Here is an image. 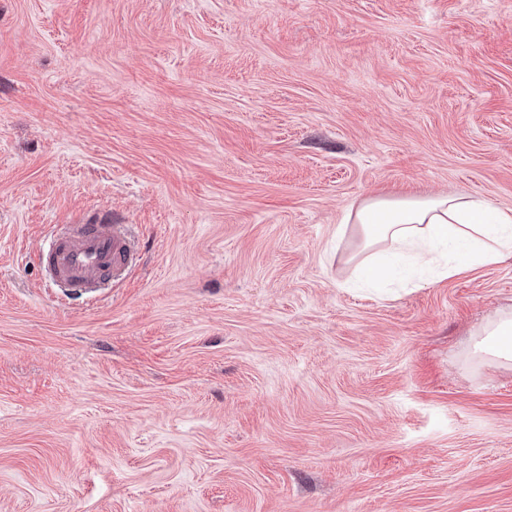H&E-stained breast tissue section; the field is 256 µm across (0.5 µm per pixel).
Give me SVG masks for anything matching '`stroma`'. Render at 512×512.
I'll use <instances>...</instances> for the list:
<instances>
[{
    "mask_svg": "<svg viewBox=\"0 0 512 512\" xmlns=\"http://www.w3.org/2000/svg\"><path fill=\"white\" fill-rule=\"evenodd\" d=\"M404 192L512 210V0H0V512H512V258L346 285ZM105 214L138 265L59 299ZM140 258L128 224L112 219L56 231L39 254L47 279L66 297H97L109 280L123 279ZM471 336L468 356L489 366L512 368V309L488 317Z\"/></svg>",
    "mask_w": 512,
    "mask_h": 512,
    "instance_id": "obj_1",
    "label": "stroma"
}]
</instances>
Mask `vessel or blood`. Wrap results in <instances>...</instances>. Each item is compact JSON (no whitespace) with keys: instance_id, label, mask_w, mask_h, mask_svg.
I'll use <instances>...</instances> for the list:
<instances>
[{"instance_id":"vessel-or-blood-1","label":"vessel or blood","mask_w":512,"mask_h":512,"mask_svg":"<svg viewBox=\"0 0 512 512\" xmlns=\"http://www.w3.org/2000/svg\"><path fill=\"white\" fill-rule=\"evenodd\" d=\"M139 258L129 225L109 219L54 232L39 255L49 282L67 297L100 295L106 282L123 279Z\"/></svg>"}]
</instances>
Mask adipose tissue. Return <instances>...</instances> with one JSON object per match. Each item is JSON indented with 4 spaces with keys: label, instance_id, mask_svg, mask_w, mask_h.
<instances>
[{
    "label": "adipose tissue",
    "instance_id": "adipose-tissue-1",
    "mask_svg": "<svg viewBox=\"0 0 512 512\" xmlns=\"http://www.w3.org/2000/svg\"><path fill=\"white\" fill-rule=\"evenodd\" d=\"M352 226L360 240L348 261L370 278L385 276L386 257L412 258L441 281L512 256V210L471 196H376L347 213L337 238ZM467 354L489 366L512 368V309L488 317L474 331Z\"/></svg>",
    "mask_w": 512,
    "mask_h": 512
}]
</instances>
